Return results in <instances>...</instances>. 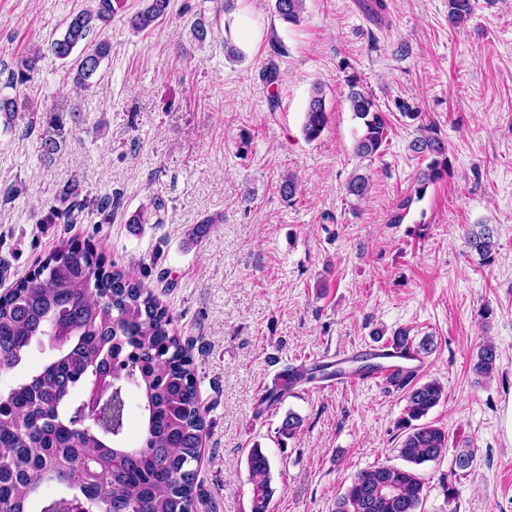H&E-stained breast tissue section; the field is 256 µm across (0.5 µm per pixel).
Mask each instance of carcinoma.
Instances as JSON below:
<instances>
[{"mask_svg": "<svg viewBox=\"0 0 512 512\" xmlns=\"http://www.w3.org/2000/svg\"><path fill=\"white\" fill-rule=\"evenodd\" d=\"M172 0H146L131 17L141 31L156 26L171 9ZM305 0H275L284 21H300ZM124 0H93L73 14L60 38L49 49L59 59H71L68 71L80 90L111 52L108 42L89 36L104 29L123 11ZM472 13L470 0H448V22L457 25ZM78 55H73L76 47ZM40 49L21 57L11 82L31 80ZM348 101L358 134L354 152L366 158L382 154L387 146L389 113L360 85L348 79ZM401 117L417 123L408 149L425 162L410 193L393 210L389 223L401 224L411 204L450 171L448 144L431 124L418 122L420 112L405 102L396 104ZM19 117L10 98H0V118L12 126ZM328 123L321 87L313 89L303 122L307 141L320 138ZM298 178L285 173L279 193L286 202L298 194ZM369 178L358 174L346 186L349 195L363 198ZM82 189L76 181L62 189V207L45 221L71 222L82 211ZM469 248L490 261L497 243L486 224L466 233ZM388 343L424 356L429 338L415 341L409 330L392 333ZM43 354L30 367L34 348ZM494 345L482 343L472 358L479 379L497 366ZM15 379L0 395V512H197L196 490L199 446L206 433L197 371L191 347L181 342L172 319L145 283L130 273L108 270L106 255L89 242L61 244L33 273L0 296V369ZM323 366L286 368L278 382L263 391L259 411L283 401L301 382L338 375ZM409 370L396 373L389 384L406 390L407 405L400 420L406 430L399 455L406 467L378 464L360 471L336 497L334 512H420L425 483L415 467L435 462L448 451V432L421 419L443 399V386L429 380L415 382ZM139 397L141 436L131 448L124 440L128 393ZM302 418L288 413L279 432L293 437ZM251 512H266L275 489L271 485V458L260 448L247 455ZM45 485L59 489L43 496Z\"/></svg>", "mask_w": 512, "mask_h": 512, "instance_id": "obj_1", "label": "carcinoma"}]
</instances>
